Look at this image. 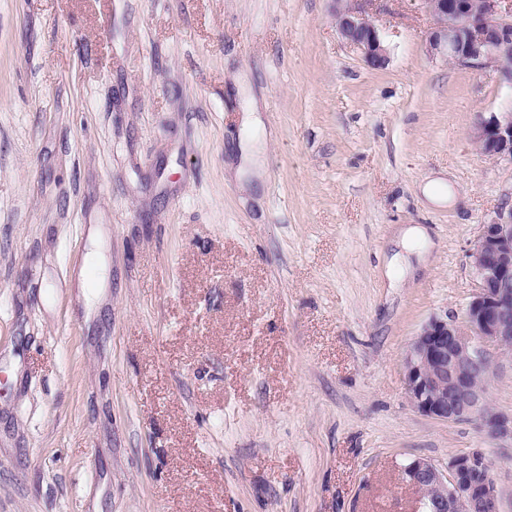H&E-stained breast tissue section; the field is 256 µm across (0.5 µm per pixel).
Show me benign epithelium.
I'll use <instances>...</instances> for the list:
<instances>
[{
    "mask_svg": "<svg viewBox=\"0 0 512 512\" xmlns=\"http://www.w3.org/2000/svg\"><path fill=\"white\" fill-rule=\"evenodd\" d=\"M336 30L359 50L366 64L381 69L389 50L375 24L357 5L335 0ZM432 24L427 52L473 70L494 69L512 81V0H422ZM486 156L512 161V107L482 118L471 133ZM476 285L464 320L433 317L423 325L404 357L405 393L420 413L453 424L477 423L490 435L512 440V414L497 411L488 398L493 361L512 354V204L482 224L469 254ZM479 450L458 453L443 472L414 459L402 467L422 512H499L491 472H483Z\"/></svg>",
    "mask_w": 512,
    "mask_h": 512,
    "instance_id": "benign-epithelium-1",
    "label": "benign epithelium"
}]
</instances>
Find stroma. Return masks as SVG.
Here are the masks:
<instances>
[{
    "mask_svg": "<svg viewBox=\"0 0 512 512\" xmlns=\"http://www.w3.org/2000/svg\"><path fill=\"white\" fill-rule=\"evenodd\" d=\"M333 6L0 0V512H414L401 465L475 449L512 512V441L403 369L512 198V82L419 0H365L370 68ZM362 1L365 0L334 1L336 30L346 44L361 52L369 67L381 69L389 62V50L375 24L359 5L356 6ZM474 143L486 156L512 163V105L489 118H481L471 133Z\"/></svg>",
    "mask_w": 512,
    "mask_h": 512,
    "instance_id": "obj_1",
    "label": "stroma"
}]
</instances>
